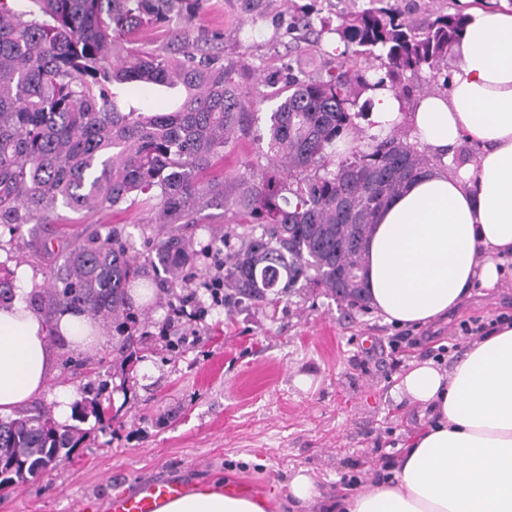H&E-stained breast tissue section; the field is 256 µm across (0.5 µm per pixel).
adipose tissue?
<instances>
[{
    "instance_id": "1",
    "label": "adipose tissue",
    "mask_w": 512,
    "mask_h": 512,
    "mask_svg": "<svg viewBox=\"0 0 512 512\" xmlns=\"http://www.w3.org/2000/svg\"><path fill=\"white\" fill-rule=\"evenodd\" d=\"M448 93L404 103L371 91L370 120L406 123L436 164L392 198L372 224L363 270L369 303L385 321L421 327L447 318L474 285L495 287L512 254V6L466 9ZM480 147L455 166L461 141ZM15 296L0 305V416L41 395L55 373L52 335L83 351L99 342L85 314L52 324L34 311L36 281L14 269ZM430 411L392 477L337 498L336 512H512V324L475 341L449 368L413 364L396 387ZM159 512H267L265 500L221 482L167 501Z\"/></svg>"
}]
</instances>
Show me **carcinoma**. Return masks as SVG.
<instances>
[{
  "label": "carcinoma",
  "instance_id": "cac0c4a2",
  "mask_svg": "<svg viewBox=\"0 0 512 512\" xmlns=\"http://www.w3.org/2000/svg\"><path fill=\"white\" fill-rule=\"evenodd\" d=\"M20 10L0 0V223L45 224L56 204L158 207L170 227L144 256L112 227L72 243L60 276L46 289L48 306L79 309L117 324L131 345L139 331L130 290L164 272L177 287L192 268L190 244L172 230L192 219L204 197L249 219L230 256L226 280L257 302L313 283L352 307L368 304L361 275L363 244L376 214L433 166L428 150L402 127L367 136L331 164L336 141L359 131L372 102L366 91L401 87L406 74L435 69L453 53L466 24L460 11L424 18L369 0L340 16L336 66L320 75L290 65L269 76L288 95L271 112L269 160L288 170L249 164L228 194L217 174L224 146L249 136L261 101L239 76L246 57L226 61L181 43L177 55L132 47L145 28L190 26L201 0H29ZM178 87L172 112H146L124 90ZM98 397L79 396L71 424L40 407L0 418V493L17 488L71 456L86 437L80 424L101 418Z\"/></svg>",
  "mask_w": 512,
  "mask_h": 512
}]
</instances>
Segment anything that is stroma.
Masks as SVG:
<instances>
[{"label":"stroma","mask_w":512,"mask_h":512,"mask_svg":"<svg viewBox=\"0 0 512 512\" xmlns=\"http://www.w3.org/2000/svg\"><path fill=\"white\" fill-rule=\"evenodd\" d=\"M367 3L269 0L254 21L238 0H204L188 36L207 35L204 52L247 56L254 66L248 82L263 98L251 134L224 150L226 180L245 164L269 162L268 120L281 97L266 74L287 62L311 74L329 66L325 49L335 34L323 33L321 50L313 51L311 34L292 26L293 14L309 6L315 20L334 24L343 11ZM153 215L147 208L59 205L46 224L18 230L0 224V264L30 267L46 288L64 263L58 244L119 226L146 254L161 235ZM239 221L220 202L196 209L183 228L194 252L192 273L175 292L154 287L143 304L140 344L123 349L122 336L106 324L99 346L88 352L52 338L57 372L40 403L51 409L58 388L78 394L88 388L111 404L112 415L88 418V435L71 459L18 487L0 501V512H79L83 500L108 512L118 491L133 494L166 479L192 486L226 477L267 498L268 512H286L288 480L300 468L314 476L321 493L303 512H323L324 500L344 492L342 477L375 482L384 471L383 453H402L428 423L426 409L392 396L410 364L426 360L427 347L404 356L392 350V340L410 336L445 347L446 368L469 346L462 324L512 316L511 273L495 290L472 288L447 319L417 329L387 323L372 309L349 308L313 284L267 304L228 287L224 305L211 306L207 284L218 273L212 256L225 259L239 247ZM189 292L207 306L206 318L167 327L170 303Z\"/></svg>","instance_id":"35a3bbf8"}]
</instances>
